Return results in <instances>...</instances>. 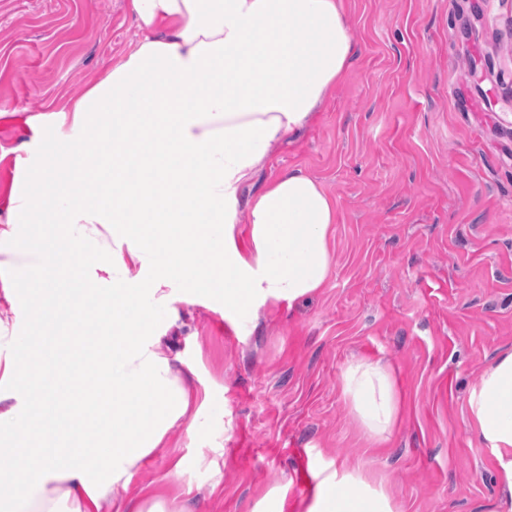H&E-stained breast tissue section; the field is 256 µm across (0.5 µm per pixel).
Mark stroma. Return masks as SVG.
Masks as SVG:
<instances>
[{
  "label": "stroma",
  "instance_id": "1",
  "mask_svg": "<svg viewBox=\"0 0 512 512\" xmlns=\"http://www.w3.org/2000/svg\"><path fill=\"white\" fill-rule=\"evenodd\" d=\"M357 53L315 120L258 183L315 178L336 205L326 285L239 320L190 307L162 352L224 394L219 473L177 424L129 489L196 512H251L303 460L362 472L393 512H507L468 395L512 352V0H343ZM126 0H0V209L24 162L21 115L47 111L137 41ZM358 361L388 367L398 420L369 436L343 392ZM183 483L162 477L179 457Z\"/></svg>",
  "mask_w": 512,
  "mask_h": 512
}]
</instances>
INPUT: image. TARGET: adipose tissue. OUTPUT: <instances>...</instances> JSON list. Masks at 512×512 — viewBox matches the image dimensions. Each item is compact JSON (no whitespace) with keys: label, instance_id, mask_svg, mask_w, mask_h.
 <instances>
[{"label":"adipose tissue","instance_id":"1","mask_svg":"<svg viewBox=\"0 0 512 512\" xmlns=\"http://www.w3.org/2000/svg\"><path fill=\"white\" fill-rule=\"evenodd\" d=\"M141 36L75 96L37 117L18 151L30 176L0 215V296L15 313L59 324V335L0 324V512H193L189 499L115 497L185 424L194 440L224 426V396L192 386L193 363L160 351L182 307L219 305L244 319L324 286L334 264L336 206L314 178L286 171L249 199L243 189L272 149L308 125L354 56L341 0H127ZM112 115L109 150L89 153L91 117ZM246 220V243L237 224ZM65 227L63 244L44 234ZM38 228L21 243L18 227ZM76 270L98 288V324L73 335L77 293L54 272ZM45 370L47 410L29 417L22 363ZM91 367L110 418L99 440L71 452L77 434L62 394ZM343 391L363 428L388 433L397 399L387 369L358 362ZM475 428L512 494V353L468 398ZM352 487L341 495V487ZM307 512H392L358 474L331 471Z\"/></svg>","mask_w":512,"mask_h":512}]
</instances>
